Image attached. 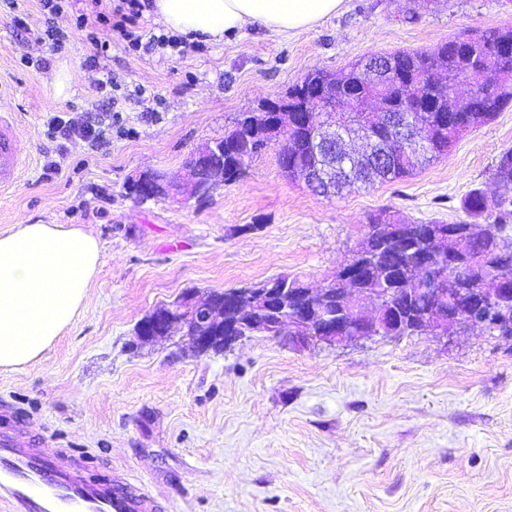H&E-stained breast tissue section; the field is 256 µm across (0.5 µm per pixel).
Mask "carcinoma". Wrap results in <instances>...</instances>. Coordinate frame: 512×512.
<instances>
[{"instance_id": "1", "label": "carcinoma", "mask_w": 512, "mask_h": 512, "mask_svg": "<svg viewBox=\"0 0 512 512\" xmlns=\"http://www.w3.org/2000/svg\"><path fill=\"white\" fill-rule=\"evenodd\" d=\"M512 39V30L489 28L463 31L432 50L420 52L397 51L389 55L390 81L400 87L382 88L368 80L361 61L348 64L337 73L315 70L294 84L284 98L276 100L293 110L291 116L299 120L288 131L285 155L288 156V177H302L306 167L315 164L317 157L311 146L312 125L309 119L317 104L313 101L314 85H344L353 91L354 98L363 102L373 96L382 97L387 105L401 112L407 121L420 126L426 140V152L422 158L413 156L409 148L398 140V130L389 121L375 119L372 112H359L357 118L366 123V131L391 149L388 171H369L361 164V182L336 187L335 196L342 197L359 191L375 182L393 181L406 177L422 166L429 165L448 154L460 137L473 128L487 123L498 112L512 104V54L499 51V43ZM479 75L483 82L471 92L476 94L474 112H450L448 108L459 106L457 100L459 77ZM416 103L413 112L401 111L403 99ZM267 131L262 125L261 113L249 110L239 114L232 128L224 132V185L239 181L246 173L252 159L247 143ZM491 182L500 186H512V148L505 149L491 171ZM465 218L449 224L440 221L410 222L399 214L384 209L370 216L369 223L381 229L397 224L409 228L410 235L403 241L388 242L378 265L358 268L348 265V270L359 277V288H442L448 283V264H443V282L435 285L423 278L410 280L405 277L409 267L422 270L437 260L434 250L438 245L427 242V234L450 226L463 229L473 226L478 232L456 243L454 250L460 253L469 269L465 288H512V249L503 254L488 248V241L501 239L512 224V198L500 197L493 201L481 188L471 190L462 203Z\"/></svg>"}]
</instances>
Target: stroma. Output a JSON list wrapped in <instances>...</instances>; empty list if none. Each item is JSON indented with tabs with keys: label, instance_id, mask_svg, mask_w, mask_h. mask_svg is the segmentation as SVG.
I'll list each match as a JSON object with an SVG mask.
<instances>
[{
	"label": "stroma",
	"instance_id": "obj_1",
	"mask_svg": "<svg viewBox=\"0 0 512 512\" xmlns=\"http://www.w3.org/2000/svg\"><path fill=\"white\" fill-rule=\"evenodd\" d=\"M17 11L24 27L0 14V110L13 113L30 161L0 192V232L81 227L101 258L79 318L44 359L0 368V435L26 427L44 454L148 493L159 512H512L510 339L476 330L331 349L257 334L200 356L179 337L142 345L135 335L189 290L283 275L318 285L378 210L448 222L471 189L499 195L489 172L512 147V107L434 164L340 198L288 180L274 145L203 199L140 204L125 193L135 172L179 174L197 145L311 70L512 27V0H345L293 36L252 27L192 41L182 58L135 53L115 36L95 68L83 33L67 29L54 52L31 36L44 25L34 0ZM102 67L120 85L109 138L92 150L48 137L54 116L99 112ZM61 70L64 96L52 84Z\"/></svg>",
	"mask_w": 512,
	"mask_h": 512
}]
</instances>
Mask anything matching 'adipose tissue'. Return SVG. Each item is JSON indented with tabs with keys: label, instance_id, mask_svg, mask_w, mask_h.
Listing matches in <instances>:
<instances>
[{
	"label": "adipose tissue",
	"instance_id": "adipose-tissue-1",
	"mask_svg": "<svg viewBox=\"0 0 512 512\" xmlns=\"http://www.w3.org/2000/svg\"><path fill=\"white\" fill-rule=\"evenodd\" d=\"M345 0H155L172 32L204 41L261 27L280 36L339 12ZM100 262L93 234L61 224H17L0 234V368L42 360L79 314Z\"/></svg>",
	"mask_w": 512,
	"mask_h": 512
}]
</instances>
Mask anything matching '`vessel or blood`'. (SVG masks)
<instances>
[{"instance_id":"obj_1","label":"vessel or blood","mask_w":512,"mask_h":512,"mask_svg":"<svg viewBox=\"0 0 512 512\" xmlns=\"http://www.w3.org/2000/svg\"><path fill=\"white\" fill-rule=\"evenodd\" d=\"M29 154L14 132L11 113H0V190L13 187ZM144 496L122 484H90L73 469L0 439V512H148Z\"/></svg>"}]
</instances>
